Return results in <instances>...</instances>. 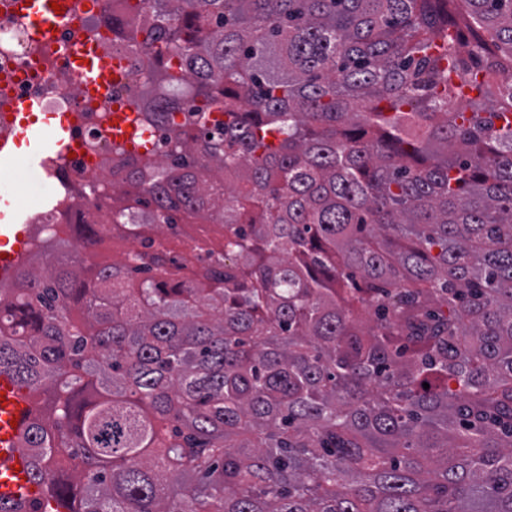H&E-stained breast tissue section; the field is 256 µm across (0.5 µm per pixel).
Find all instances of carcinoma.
<instances>
[{"label":"carcinoma","instance_id":"carcinoma-1","mask_svg":"<svg viewBox=\"0 0 512 512\" xmlns=\"http://www.w3.org/2000/svg\"><path fill=\"white\" fill-rule=\"evenodd\" d=\"M473 26L512 57V0H122L168 152L112 223L224 248L17 271L0 371L50 416L0 512H512V83L474 109ZM182 230L177 237L167 236V251L175 259L174 269L178 276H189L198 271L207 260V250L219 251L224 245V225L208 223L180 224Z\"/></svg>","mask_w":512,"mask_h":512}]
</instances>
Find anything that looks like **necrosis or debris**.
Here are the masks:
<instances>
[{
  "mask_svg": "<svg viewBox=\"0 0 512 512\" xmlns=\"http://www.w3.org/2000/svg\"><path fill=\"white\" fill-rule=\"evenodd\" d=\"M113 6L114 0H95L94 8L84 14L83 30L98 38L104 57L123 58L126 77L115 97L133 104L137 101L135 91L148 72L149 58L113 34ZM45 53V47L30 40L25 22L9 12L6 0H0V104L21 96L37 101L48 117L81 113V123L71 131L79 144L78 152L74 157L52 161L49 176L57 182L56 192L63 197L64 210H78L86 223L106 225L112 219V185L119 179L112 168L117 145L105 131L107 109L83 97L77 74L63 61H51L44 76L26 73V62Z\"/></svg>",
  "mask_w": 512,
  "mask_h": 512,
  "instance_id": "obj_1",
  "label": "necrosis or debris"
}]
</instances>
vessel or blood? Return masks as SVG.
<instances>
[{"mask_svg":"<svg viewBox=\"0 0 512 512\" xmlns=\"http://www.w3.org/2000/svg\"><path fill=\"white\" fill-rule=\"evenodd\" d=\"M51 0H14L13 9L28 26L31 37L46 46L56 43L60 29L73 27L79 16L77 0H60L62 12H55ZM66 57L80 73L82 80L107 94L110 84L122 68L120 61L100 60L95 44L85 37H78L66 49ZM37 104L20 98L8 103L10 117L21 120V140L25 152H17L8 140L0 141V280L13 275L21 262L27 239L26 230L16 229L4 213L12 208L21 213L17 201L20 196L16 185L5 174L18 167L37 172L43 169L46 157L63 155L68 150L67 124L56 128L35 125L31 120ZM110 134L120 141L135 144L138 127L136 114L125 106H114ZM35 404L27 389L18 385L9 374L0 373V499H13L31 503L39 499L40 489L32 484L27 470L30 460L19 446V437L31 420Z\"/></svg>","mask_w":512,"mask_h":512,"instance_id":"obj_1","label":"vessel or blood"}]
</instances>
